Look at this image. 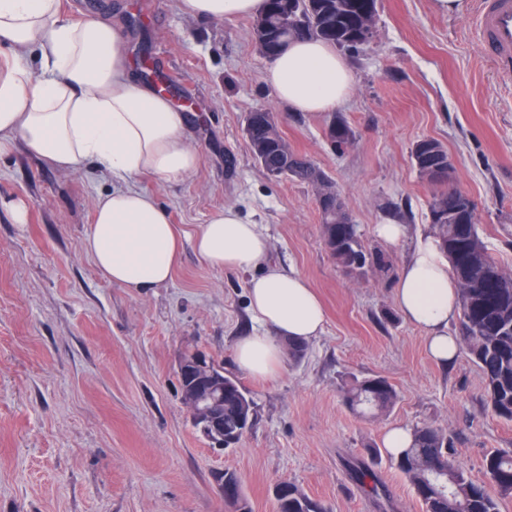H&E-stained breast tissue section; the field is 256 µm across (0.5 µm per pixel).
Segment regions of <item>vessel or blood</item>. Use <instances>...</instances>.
<instances>
[{
  "mask_svg": "<svg viewBox=\"0 0 512 512\" xmlns=\"http://www.w3.org/2000/svg\"><path fill=\"white\" fill-rule=\"evenodd\" d=\"M476 36L498 73L512 79V0H478Z\"/></svg>",
  "mask_w": 512,
  "mask_h": 512,
  "instance_id": "vessel-or-blood-1",
  "label": "vessel or blood"
}]
</instances>
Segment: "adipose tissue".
I'll return each instance as SVG.
<instances>
[{"mask_svg": "<svg viewBox=\"0 0 512 512\" xmlns=\"http://www.w3.org/2000/svg\"><path fill=\"white\" fill-rule=\"evenodd\" d=\"M262 6L263 0L180 4L185 13L216 21L255 15ZM34 46L46 54L39 74L22 59ZM264 79L294 112L341 108L353 84L344 57L315 40L289 43ZM185 124L181 110L140 81L118 25L101 19L82 26L64 22L59 0H0V154L19 141L62 172L85 159L109 170L118 185L98 197L84 250L108 281L140 294L171 280L184 233L132 182L144 174L171 179L195 170L200 153ZM193 242L209 267L254 273L248 299L261 329L235 344L241 371L273 378L285 342L320 336L325 312L317 294L298 272L268 263L267 238L234 207L216 212ZM457 292L436 238H420L400 270L395 300L405 320L424 331L428 351L442 364L458 355L457 340L448 332L458 313Z\"/></svg>", "mask_w": 512, "mask_h": 512, "instance_id": "adipose-tissue-1", "label": "adipose tissue"}]
</instances>
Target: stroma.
<instances>
[{"label":"stroma","mask_w":512,"mask_h":512,"mask_svg":"<svg viewBox=\"0 0 512 512\" xmlns=\"http://www.w3.org/2000/svg\"><path fill=\"white\" fill-rule=\"evenodd\" d=\"M475 10V0L459 17L432 0H377L375 38L348 54L353 85L339 110L357 139L338 152L326 138L331 113L288 111L265 82L270 61L251 18L188 16L180 0H61L69 22L120 14L133 64L150 57L178 82L172 102L200 165L136 186L189 234L234 206L267 236L271 260L308 280L326 323L275 378L238 374L235 342L256 328L249 273L208 267L187 241L168 284L141 295L108 282L83 241L111 174L93 160L63 173L15 143L0 155V512H231L214 481L225 470L239 476L251 512H275L280 480L332 512H375L347 461L368 458L395 425L445 429L459 464L484 480L486 455L512 449V422L488 408L466 354L447 367L429 358L423 330L395 302L399 269L431 230V187L410 157L423 138L446 146L489 251L512 270V80L482 53ZM259 109L333 180L363 245L390 268L336 266L311 187L270 177L252 155L243 127ZM378 224L406 225L408 235L386 244ZM190 353L238 375L253 399L238 444L215 447L193 424L178 379ZM371 376L398 392L389 413L362 416L346 402L350 382Z\"/></svg>","instance_id":"obj_1"}]
</instances>
